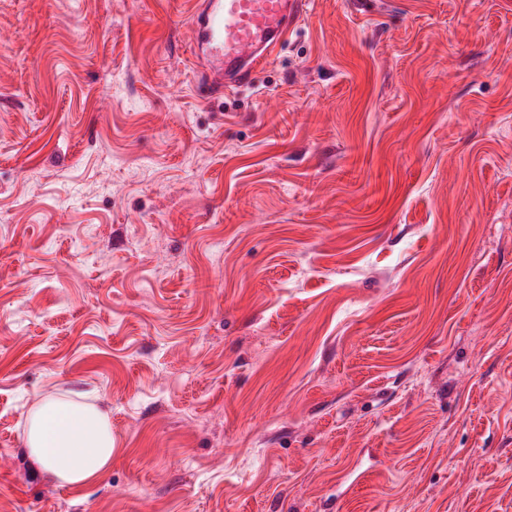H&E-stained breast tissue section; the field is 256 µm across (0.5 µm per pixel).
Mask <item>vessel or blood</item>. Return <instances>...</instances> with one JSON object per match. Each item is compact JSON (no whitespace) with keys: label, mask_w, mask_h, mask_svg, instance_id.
I'll use <instances>...</instances> for the list:
<instances>
[{"label":"vessel or blood","mask_w":512,"mask_h":512,"mask_svg":"<svg viewBox=\"0 0 512 512\" xmlns=\"http://www.w3.org/2000/svg\"><path fill=\"white\" fill-rule=\"evenodd\" d=\"M307 0H195L193 53L215 93L248 83L275 54Z\"/></svg>","instance_id":"b4317fda"}]
</instances>
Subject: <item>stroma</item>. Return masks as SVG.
<instances>
[{"mask_svg": "<svg viewBox=\"0 0 512 512\" xmlns=\"http://www.w3.org/2000/svg\"><path fill=\"white\" fill-rule=\"evenodd\" d=\"M192 7L0 0V512H512V0H309L223 94ZM24 447L30 462L61 485L84 487L112 465V426L81 394L49 397L27 422Z\"/></svg>", "mask_w": 512, "mask_h": 512, "instance_id": "stroma-1", "label": "stroma"}]
</instances>
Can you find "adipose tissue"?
I'll return each mask as SVG.
<instances>
[{
    "instance_id": "obj_1",
    "label": "adipose tissue",
    "mask_w": 512,
    "mask_h": 512,
    "mask_svg": "<svg viewBox=\"0 0 512 512\" xmlns=\"http://www.w3.org/2000/svg\"><path fill=\"white\" fill-rule=\"evenodd\" d=\"M24 447L30 462L59 484L84 487L112 465V426L78 393L43 400L31 413Z\"/></svg>"
}]
</instances>
